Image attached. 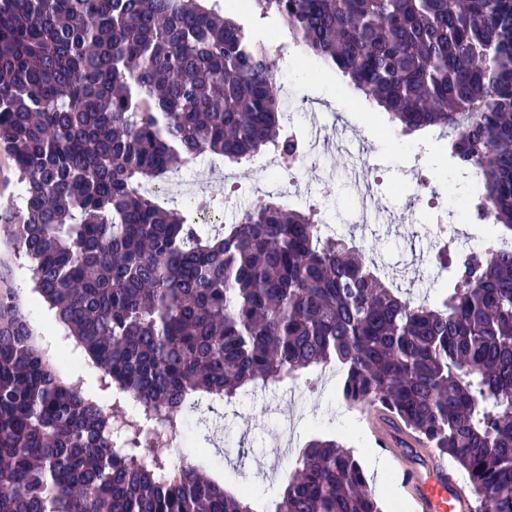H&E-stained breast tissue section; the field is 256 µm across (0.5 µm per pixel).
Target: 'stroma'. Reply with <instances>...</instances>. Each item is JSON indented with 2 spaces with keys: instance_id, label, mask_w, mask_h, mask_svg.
Instances as JSON below:
<instances>
[{
  "instance_id": "1",
  "label": "stroma",
  "mask_w": 512,
  "mask_h": 512,
  "mask_svg": "<svg viewBox=\"0 0 512 512\" xmlns=\"http://www.w3.org/2000/svg\"><path fill=\"white\" fill-rule=\"evenodd\" d=\"M279 65L280 81L293 88L292 106L301 135L311 136L319 128L325 136L318 164L306 166L298 173L300 182L312 195L295 198L293 208L306 211L314 204L324 207L342 232L354 235L371 257L390 270L403 271L398 286L410 292L415 302L434 303L439 285L434 279L430 248L417 235L426 218L416 202L426 191L407 182L404 174L412 162V145H424L427 151L443 156L448 151L447 140L435 133L402 134L399 128L373 114L343 85L340 76H322L320 61L301 50H288ZM344 136L356 139L368 149L369 163L362 170L364 184L371 186L382 206V223H359L356 210L348 206L361 186L348 180L350 159L336 148L337 138ZM227 167V162L216 156L197 165L192 178L198 196L219 193L235 204L247 195L248 184L264 176L262 170L242 166L238 169L242 188L217 189L216 180ZM12 233L11 225L0 224V282L25 289L31 271L28 263L15 254ZM283 402L288 405L289 420L285 423L276 412ZM348 413L335 379L315 391L308 390L302 378L249 387L224 407V429L216 439L218 454L213 461L222 468L226 487L249 483L264 490L267 496H274L280 479L270 473L271 448L282 442L286 434H293L301 444L317 435L345 437L359 456L365 449L375 448L381 414L361 415L351 424L347 421Z\"/></svg>"
}]
</instances>
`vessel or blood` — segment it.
Returning <instances> with one entry per match:
<instances>
[{
  "label": "vessel or blood",
  "instance_id": "1",
  "mask_svg": "<svg viewBox=\"0 0 512 512\" xmlns=\"http://www.w3.org/2000/svg\"><path fill=\"white\" fill-rule=\"evenodd\" d=\"M378 443L397 461L417 512H475V492L463 486L439 456L418 451L415 440L388 426L379 432Z\"/></svg>",
  "mask_w": 512,
  "mask_h": 512
}]
</instances>
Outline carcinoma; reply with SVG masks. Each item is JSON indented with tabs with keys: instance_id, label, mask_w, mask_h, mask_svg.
Masks as SVG:
<instances>
[{
	"instance_id": "1",
	"label": "carcinoma",
	"mask_w": 512,
	"mask_h": 512,
	"mask_svg": "<svg viewBox=\"0 0 512 512\" xmlns=\"http://www.w3.org/2000/svg\"><path fill=\"white\" fill-rule=\"evenodd\" d=\"M405 135L481 167L473 211L512 235V0H253ZM205 0H0V207L31 292L100 395L63 377L26 298L0 288V512H382L341 439L300 449L282 492H230L210 449L164 451L187 414L338 362L371 405L462 468L480 512H512V249L436 252L448 287L414 304L355 239L263 200L203 225L143 191L205 154L295 149L275 61ZM136 401L161 428L146 446ZM20 185L14 172L12 163L0 156V205L17 202Z\"/></svg>"
}]
</instances>
